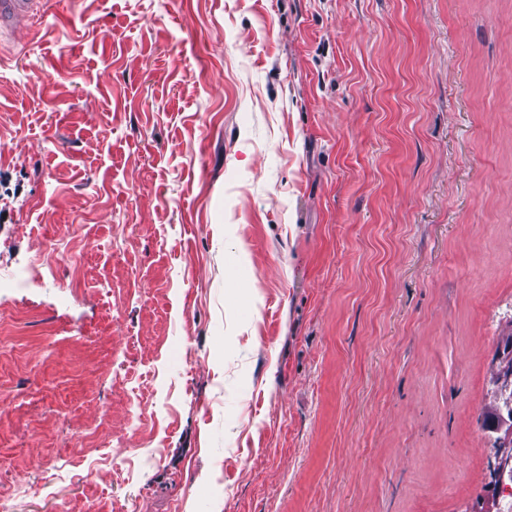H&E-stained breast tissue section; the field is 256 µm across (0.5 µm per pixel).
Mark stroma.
I'll return each mask as SVG.
<instances>
[{"label": "stroma", "mask_w": 512, "mask_h": 512, "mask_svg": "<svg viewBox=\"0 0 512 512\" xmlns=\"http://www.w3.org/2000/svg\"><path fill=\"white\" fill-rule=\"evenodd\" d=\"M0 269L10 512H507L512 0H43Z\"/></svg>", "instance_id": "obj_1"}]
</instances>
